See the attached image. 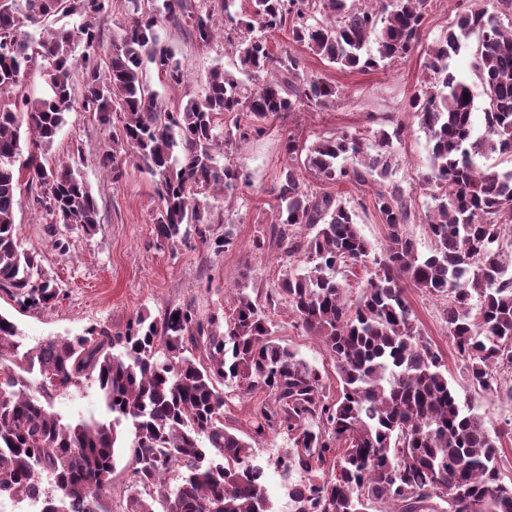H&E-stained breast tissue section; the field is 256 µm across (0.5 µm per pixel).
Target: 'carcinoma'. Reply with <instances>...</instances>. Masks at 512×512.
<instances>
[{"label": "carcinoma", "mask_w": 512, "mask_h": 512, "mask_svg": "<svg viewBox=\"0 0 512 512\" xmlns=\"http://www.w3.org/2000/svg\"><path fill=\"white\" fill-rule=\"evenodd\" d=\"M212 2L202 10L190 0H128L130 17L103 67L95 54L97 18L112 0H25L22 12L16 0H0V291L18 305L46 308L60 298L37 256L16 240L21 186L33 209L57 224H99L88 186L72 166L47 157L76 98L104 121L122 114L105 160L115 183L129 157L152 179L160 243L175 247L194 234L222 253L232 230L211 236L208 194L236 190L243 173L231 161H215L217 146L228 150L263 133L268 120L327 107L338 95L335 85L307 75L305 56L274 50L269 35L286 29L306 52L343 70L378 69L420 45L429 5L248 0L238 10L236 0ZM58 15L81 22L49 26L37 39L21 31ZM171 21L186 23L201 47L222 36L235 49L236 72L215 67L204 95L159 99L148 68L173 89L186 83L158 34ZM472 37L471 69L487 98L481 136L473 133L469 78L449 66ZM427 69L430 80L410 106L429 144L422 176L434 202L429 253L420 254L407 232L414 218L409 194L386 182L401 125L375 131L370 144L348 130L309 145L288 134L292 163L270 237L255 238L252 247L261 253L275 245L301 265L286 266L280 290L265 303L239 288L223 319L175 304L158 317L139 314L122 335L95 326L29 348L0 314V497L38 493L42 512H112L106 503L126 421L136 484L122 512H156L158 502L163 512H271L251 444L224 426L231 381L271 398L252 413L253 437L271 432L293 442L274 462L287 477L299 474L288 482L292 512H512L501 434L459 400L406 298L409 288L448 298L443 320L470 381L512 397L499 378L512 369V277L502 251L512 230V166L478 163L495 153L512 160V21L489 12L485 0H458L455 22L429 48ZM33 71L46 85L40 97L23 90ZM303 169L324 183L377 184L372 207L387 232L384 253H373L349 201L305 183ZM347 265L370 272L354 302L336 279ZM279 301L334 360L336 399L327 396L318 368L274 338L266 309ZM92 386L102 400L98 414L67 420L54 410L60 394ZM328 463L336 476L326 479Z\"/></svg>", "instance_id": "cac0c4a2"}]
</instances>
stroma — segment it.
<instances>
[{
	"label": "stroma",
	"mask_w": 512,
	"mask_h": 512,
	"mask_svg": "<svg viewBox=\"0 0 512 512\" xmlns=\"http://www.w3.org/2000/svg\"><path fill=\"white\" fill-rule=\"evenodd\" d=\"M456 14V0H431L420 46L391 67L345 71L308 59L309 72L335 84L340 95L333 106L285 114L268 122L264 135L237 144L231 159L242 170L243 181L236 191L209 200L214 234H223L228 226L234 233L232 245L221 254L211 252L194 237L175 249L160 244L154 233L158 197L151 179L128 163L121 180L112 182L103 164L111 124L86 112L69 113L52 155L73 165L88 184L100 222L90 232L72 227L66 233V248H59L50 232L49 216L35 214L29 192H22L16 208V235L25 248L37 253L45 276L61 288L64 297L54 306L25 310L0 292V314L11 319L23 342L32 346L49 337L83 334L93 325L108 326L119 335L139 312L147 310L157 316L172 304L190 303L205 315L224 314L240 287L261 298L277 293L282 270L278 251L255 253L252 241L270 231L286 166L282 139L288 132L310 143L343 129L368 138L388 123L402 124L404 132L394 144L390 178L410 190L415 218L407 231L419 252L428 253L432 244L425 214L432 200L420 183L428 169L429 145L409 100L426 78L430 45L446 32ZM159 36L183 63L190 94L203 93L213 67L234 68L235 57L223 42L198 47L183 29L169 23L160 28ZM406 297L423 339L442 355L448 381L459 399L472 407L487 429L502 433L503 475L512 479V399L470 384L464 360L448 336L442 300L414 288L407 290ZM271 318L276 337L321 370L327 392H336V369L320 339L298 326L284 305H277ZM287 446L286 435L271 434L252 448L254 460L266 465L267 475L274 478L268 488L274 512H287L289 499L284 480L276 478V469L268 461L283 454Z\"/></svg>",
	"instance_id": "35a3bbf8"
}]
</instances>
